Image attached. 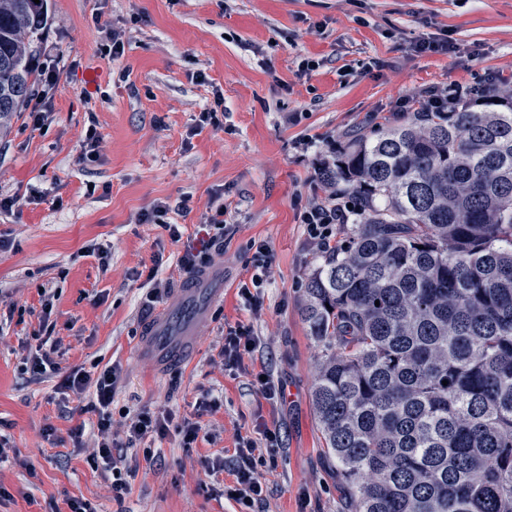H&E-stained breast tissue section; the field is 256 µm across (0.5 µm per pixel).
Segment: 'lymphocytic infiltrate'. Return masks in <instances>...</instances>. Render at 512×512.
<instances>
[{
	"label": "lymphocytic infiltrate",
	"mask_w": 512,
	"mask_h": 512,
	"mask_svg": "<svg viewBox=\"0 0 512 512\" xmlns=\"http://www.w3.org/2000/svg\"><path fill=\"white\" fill-rule=\"evenodd\" d=\"M509 84H512L511 77L500 72L492 73L482 76L468 86L451 83L442 88H425L418 95L400 101L399 106L405 112H444L450 103L470 97L476 98L478 104L483 105L487 102L485 89H497ZM189 210L190 200L186 197L173 204L160 202L140 213L138 221L142 224L163 225L170 240L182 246V253L177 259L179 272L195 274L209 265L213 251L223 248L226 238L233 233V227L223 221V206H216L206 226L205 241L196 242L193 238L187 237L185 225L172 224L168 221L169 214L179 215ZM300 219L305 226L309 242L319 251L328 253L336 249V227L347 223L349 208L338 204L336 194L331 193L325 200L306 207L301 212ZM251 248V282L240 286L238 296L242 305L255 313L262 305L259 290L270 273L273 256L266 242L252 243ZM39 297V330L32 335L33 344L23 360L24 370L35 380L60 376V390L79 397L88 396L89 401L85 409L96 416L97 446L89 455L87 462L92 470L100 473L103 480L109 481L115 500H123L129 492V482L119 472L120 464L126 460L125 445L135 444L153 435L165 437L172 428L177 429L184 447H193L201 440L214 442V434L203 432L200 423L186 420L177 425L173 422L172 414H158L144 408L130 419L126 430V444L115 443L112 438V400L122 379L121 366L111 364L96 373L86 370L85 367L75 366L68 372H61L47 348L53 332L51 316L57 291L53 288H43L39 291ZM255 450V441L249 438L240 439L237 447L236 482L224 490L225 496L234 497L237 503L248 508L264 501V486L256 469Z\"/></svg>",
	"instance_id": "lymphocytic-infiltrate-1"
}]
</instances>
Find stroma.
<instances>
[{"mask_svg":"<svg viewBox=\"0 0 512 512\" xmlns=\"http://www.w3.org/2000/svg\"><path fill=\"white\" fill-rule=\"evenodd\" d=\"M49 21L38 51L58 65L50 91L52 121L42 129L14 113L0 134V194L14 196L0 213V307H39L41 288L60 297L53 319L62 368L121 365L112 404V435L126 438L129 413L142 408L196 419L215 443L186 448L177 431L149 437L127 451L135 468L123 501L94 473L89 449L70 430L92 414L62 394L57 379L29 382L22 367L21 330L0 333V433L35 474L0 464V486L11 500L0 512H69L71 498L98 512H250L226 499L235 480L239 438L266 442L261 425L280 435L275 468L260 467L267 486L263 512H348L341 481L323 447L312 404L322 348L301 316L305 278L325 253L312 247L301 206L326 191L316 177L321 157L349 135L375 136L401 99L429 86L468 85L487 71L512 72V0H48ZM109 28L125 33V54L112 60L99 47ZM448 38V54L419 53L418 42ZM319 60L305 71V58ZM206 83H198L197 73ZM221 104L219 128L191 135L200 112ZM100 134V159L78 157L89 125ZM316 137L314 147L303 138ZM223 195L226 223L235 227L211 273L224 298L210 309L195 351L183 365L156 372L141 350V284L135 272L153 268L179 288V248L158 224L139 214L154 204L190 196L191 210L171 215L197 233ZM268 241L274 266L252 315L237 295L248 281L250 243ZM112 247L108 268L85 253ZM251 324L258 337L239 367L218 352L225 330ZM266 372L284 397L264 399L255 377ZM217 411L197 414L206 392ZM55 437L46 440L44 427ZM153 459H145V450ZM223 454V470L208 462Z\"/></svg>","mask_w":512,"mask_h":512,"instance_id":"1","label":"stroma"}]
</instances>
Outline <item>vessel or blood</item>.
I'll return each instance as SVG.
<instances>
[{
    "label": "vessel or blood",
    "instance_id": "1",
    "mask_svg": "<svg viewBox=\"0 0 512 512\" xmlns=\"http://www.w3.org/2000/svg\"><path fill=\"white\" fill-rule=\"evenodd\" d=\"M223 294L207 278L188 281L160 309L145 329V349L156 370L185 363L211 305Z\"/></svg>",
    "mask_w": 512,
    "mask_h": 512
}]
</instances>
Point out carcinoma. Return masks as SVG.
I'll use <instances>...</instances> for the list:
<instances>
[{"mask_svg":"<svg viewBox=\"0 0 512 512\" xmlns=\"http://www.w3.org/2000/svg\"><path fill=\"white\" fill-rule=\"evenodd\" d=\"M47 21V0H0V121ZM320 178L357 205L302 305L351 512H512V104L410 112Z\"/></svg>","mask_w":512,"mask_h":512,"instance_id":"cac0c4a2","label":"carcinoma"}]
</instances>
